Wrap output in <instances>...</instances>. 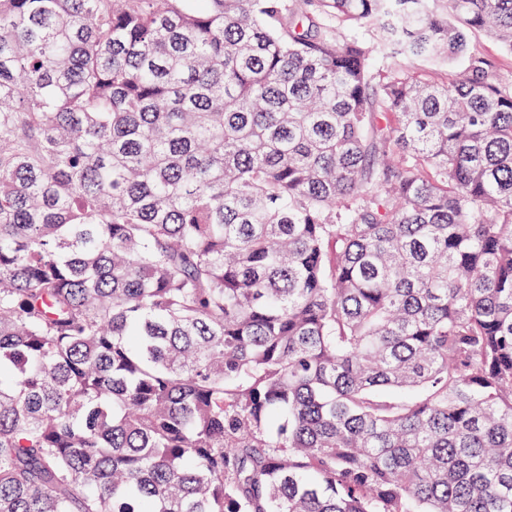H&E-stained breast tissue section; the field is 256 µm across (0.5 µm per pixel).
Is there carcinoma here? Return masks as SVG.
Returning a JSON list of instances; mask_svg holds the SVG:
<instances>
[{
    "instance_id": "1",
    "label": "carcinoma",
    "mask_w": 512,
    "mask_h": 512,
    "mask_svg": "<svg viewBox=\"0 0 512 512\" xmlns=\"http://www.w3.org/2000/svg\"><path fill=\"white\" fill-rule=\"evenodd\" d=\"M472 30L512 0H0V512H512Z\"/></svg>"
}]
</instances>
